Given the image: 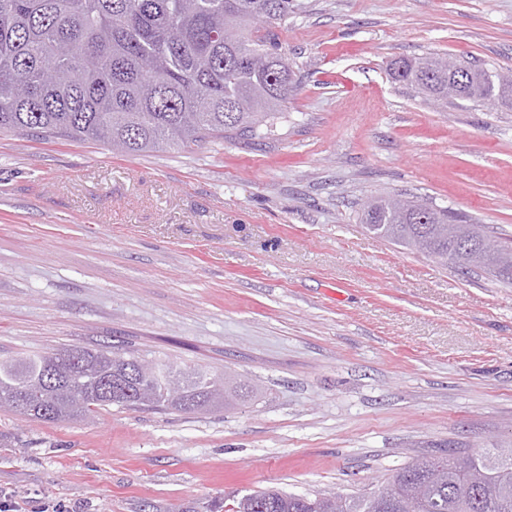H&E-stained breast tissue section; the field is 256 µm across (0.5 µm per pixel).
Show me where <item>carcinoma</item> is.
I'll use <instances>...</instances> for the list:
<instances>
[{
	"instance_id": "obj_1",
	"label": "carcinoma",
	"mask_w": 512,
	"mask_h": 512,
	"mask_svg": "<svg viewBox=\"0 0 512 512\" xmlns=\"http://www.w3.org/2000/svg\"><path fill=\"white\" fill-rule=\"evenodd\" d=\"M291 0H0V131L38 140L104 142L128 155L252 136L296 91L292 70L270 32L250 24L285 21ZM238 29L224 44V27ZM431 58H401L392 78L430 102L448 104V74ZM473 84L454 95L512 109V81L460 62ZM379 197L361 213L367 232L446 266H478L512 286V245L482 248L483 230L448 208ZM73 347L0 362V404L46 422L87 419L112 405L186 413L242 398L247 385L169 362L146 383L124 373L130 355ZM61 367L65 383H41ZM117 377L128 395L99 390ZM427 488L420 512H512V447L426 456L373 489L313 497L274 489L246 493L225 512H405L416 484Z\"/></svg>"
}]
</instances>
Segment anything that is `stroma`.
Wrapping results in <instances>:
<instances>
[{
    "instance_id": "35a3bbf8",
    "label": "stroma",
    "mask_w": 512,
    "mask_h": 512,
    "mask_svg": "<svg viewBox=\"0 0 512 512\" xmlns=\"http://www.w3.org/2000/svg\"><path fill=\"white\" fill-rule=\"evenodd\" d=\"M271 129L133 156L0 133V359L80 346L248 379L195 413L0 408V512H206L373 488L512 441V287L367 233L377 197L512 239V110L436 105L404 56L512 74V0H294Z\"/></svg>"
}]
</instances>
